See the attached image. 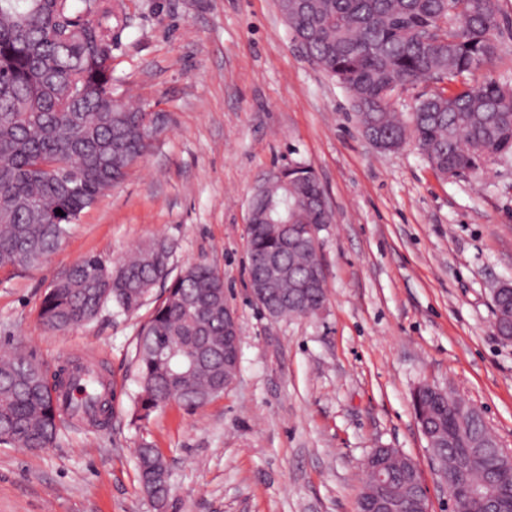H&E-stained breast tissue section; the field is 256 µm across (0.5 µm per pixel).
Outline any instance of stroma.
Returning a JSON list of instances; mask_svg holds the SVG:
<instances>
[{
	"label": "stroma",
	"mask_w": 512,
	"mask_h": 512,
	"mask_svg": "<svg viewBox=\"0 0 512 512\" xmlns=\"http://www.w3.org/2000/svg\"><path fill=\"white\" fill-rule=\"evenodd\" d=\"M499 7L509 24L471 85L512 84V0ZM124 12L116 85L165 113V129L54 254L0 271V352L50 371L97 353L112 420L66 425L39 451L0 444V512H155L136 471L145 443L170 464L168 512H356L375 448L412 457L431 512H448L412 396L423 383L448 390L512 448V342L491 308L493 288L512 279V159L446 177L414 143L375 149L278 0H124ZM294 162L314 171L332 210L319 233L327 299L316 316L277 322L248 291L246 204L259 174ZM157 237L175 246L172 272L203 260L223 275L240 369L205 407L171 403L140 419L135 342L150 306H111L58 333L39 310L82 256L115 261Z\"/></svg>",
	"instance_id": "35a3bbf8"
}]
</instances>
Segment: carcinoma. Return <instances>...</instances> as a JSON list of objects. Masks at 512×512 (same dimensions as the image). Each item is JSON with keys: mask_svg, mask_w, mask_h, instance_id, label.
<instances>
[{"mask_svg": "<svg viewBox=\"0 0 512 512\" xmlns=\"http://www.w3.org/2000/svg\"><path fill=\"white\" fill-rule=\"evenodd\" d=\"M293 39L350 94L359 123L391 147L415 142L439 173H482L512 156V87L490 79L470 87L459 78L492 61L502 19L497 0H279ZM126 21L123 0H0V269L35 268L54 253L70 225L149 150L163 130L159 114L114 94L112 24ZM431 80L405 120L391 109L405 81ZM311 168L294 169L254 189L247 208L256 223L246 238L250 284L263 256L281 253L286 296L268 317L315 316L326 299L324 263L310 249L281 251L280 224L322 230L332 214ZM62 214H57V211ZM173 245L153 239L110 261L86 255L47 288L39 316L52 331L87 324L108 306L131 313L163 284L136 342L137 417L174 401L189 411L224 394V278L203 261L171 276ZM494 328L512 327V306L492 302ZM87 386L73 417L92 427L112 414L111 385L101 369L61 365L49 374L20 352L0 355V444L44 449L59 435L65 381ZM436 462L454 483L455 512H479L469 487L487 484L512 504V460L465 403L425 389ZM385 478L367 476L357 512L374 497L392 512H424L417 464L395 448L370 460ZM143 491L160 510L171 492L166 458L138 450Z\"/></svg>", "mask_w": 512, "mask_h": 512, "instance_id": "carcinoma-1", "label": "carcinoma"}]
</instances>
